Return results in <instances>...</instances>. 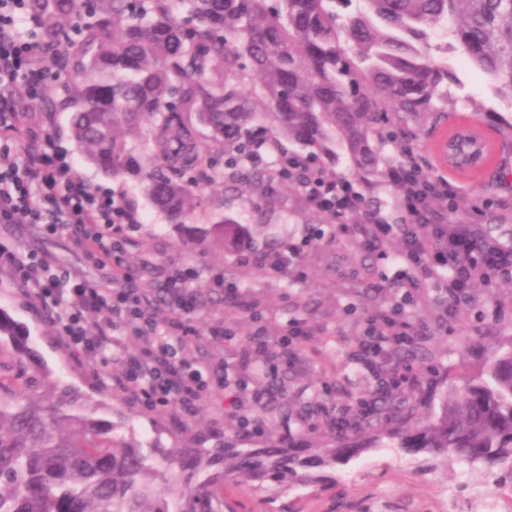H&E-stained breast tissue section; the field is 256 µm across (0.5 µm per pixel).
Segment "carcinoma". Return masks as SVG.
<instances>
[{
	"label": "carcinoma",
	"mask_w": 512,
	"mask_h": 512,
	"mask_svg": "<svg viewBox=\"0 0 512 512\" xmlns=\"http://www.w3.org/2000/svg\"><path fill=\"white\" fill-rule=\"evenodd\" d=\"M359 7L344 25L342 11ZM31 0L44 57L80 78L64 102L72 137L114 177L145 181L153 203L178 224L195 209L196 173L224 162L222 184L244 176L271 195L279 176L251 173V127L269 117L281 152L328 176L320 158L345 149L366 190L382 174L392 128L438 117L448 102L455 45L512 107V0ZM445 29L448 42L432 44ZM210 133L199 145L194 125ZM134 137L153 163L143 167ZM470 134L448 137V158L471 167ZM223 238L242 236L230 216ZM29 336L0 309V512H234L226 496L244 480L322 490L315 468L344 466L363 437L433 471L459 462L512 488V336L475 372L446 370L429 394H383L357 427L314 448H160L131 444L67 390L40 400L20 383Z\"/></svg>",
	"instance_id": "carcinoma-1"
}]
</instances>
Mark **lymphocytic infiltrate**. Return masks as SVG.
Masks as SVG:
<instances>
[{
	"instance_id": "lymphocytic-infiltrate-1",
	"label": "lymphocytic infiltrate",
	"mask_w": 512,
	"mask_h": 512,
	"mask_svg": "<svg viewBox=\"0 0 512 512\" xmlns=\"http://www.w3.org/2000/svg\"><path fill=\"white\" fill-rule=\"evenodd\" d=\"M29 0H0V89L21 87L38 96L44 80V58L25 29L31 17ZM26 121L7 100L0 99V224H40L50 234L74 230L86 255L105 270L107 282L71 280L52 271L46 260L31 253L0 247V270L9 271L37 308L51 314L60 334L87 361H95L117 335L132 336L139 352L121 351L117 386L144 407L175 415L191 408L211 389V380L187 359L181 337L174 331L181 320L196 314L195 297L185 278L170 277L166 294L176 313L172 335L157 338L151 314V289L135 288L123 266L122 233L136 224L122 195L98 193L75 175L73 163L51 135H44L37 152L19 155L7 138ZM388 179L397 190V222L374 220L364 231L373 243L399 233V259L410 275L403 287L407 297L422 296L428 284L446 294L447 316L473 302L476 283L493 284L512 276V246L485 243L474 222L477 202H460L445 183L428 178L421 162L409 157L391 165ZM301 189L310 207L347 219L362 212V194L345 179L305 176ZM457 223H449V214ZM99 320L89 325L85 312ZM423 323L410 320L401 303L387 304L366 320L358 344L359 358L376 362L395 348L423 338Z\"/></svg>"
}]
</instances>
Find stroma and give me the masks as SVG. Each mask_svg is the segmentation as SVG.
Segmentation results:
<instances>
[{"instance_id":"1","label":"stroma","mask_w":512,"mask_h":512,"mask_svg":"<svg viewBox=\"0 0 512 512\" xmlns=\"http://www.w3.org/2000/svg\"><path fill=\"white\" fill-rule=\"evenodd\" d=\"M448 64L458 77L448 87L449 119L409 123L404 136L431 178L446 182L460 198L484 203L475 221L488 241L512 243V189L501 184L496 162L462 176L445 167L435 149L447 131L460 125L472 126L491 141H499L495 124L512 110L497 96L489 78L460 51L449 52ZM478 102L483 111H475ZM24 104L35 112L41 127L69 150L78 176L100 191L121 192L138 217L135 232L123 246L134 286L163 285L174 271L191 270V289L208 297L186 323L187 349L194 365L207 374L224 365L239 369L256 390L266 389L270 380L265 368L270 365L279 383L277 395L267 400L265 408L245 411L248 418L259 421V433L238 432L235 421L224 414L220 390L204 395L189 413L172 420L167 413L134 404L116 386L119 369L111 355L91 363L81 359L59 336L48 315L31 310L25 287L0 270V308L29 334L37 392L70 386L87 406L95 408L98 417L124 420L129 442L151 439L164 448H212L226 442L245 448L300 434L316 445L326 435L325 419L302 420L303 407L313 402L331 409L354 407L370 396L376 382L371 367L356 360V342L364 320L400 294L405 269L397 261L402 248L399 235L376 246H360L359 235L346 231L341 221L320 223L318 213L288 184H280L275 194L261 199L244 184L223 190L215 169L199 178L195 229L187 231L152 204L139 178H115L87 161L71 137L68 113L39 111L38 100L30 97ZM227 215L246 227L248 249L222 246L208 235V228ZM0 245L36 253L53 269L91 282L103 277L71 231L50 235L39 224H0ZM290 247L298 251L290 267L278 274L267 273L266 264ZM474 296V302L459 308L445 326L439 321L437 292L408 306L409 318L423 320L434 330L432 336L418 341L420 358L412 363L421 386H428L436 373L449 366L476 370L486 346L512 334V277L490 286L476 285ZM295 319L305 322L310 336L289 361L273 352L261 359L245 358L235 345L224 341L228 334L242 340L260 335L273 341ZM284 404L290 409L285 418L278 413ZM468 479L460 464L422 475L409 458L370 449L337 474L335 485L327 491L314 495L295 486L281 490L279 501L292 503L297 512H337L343 502L360 504L370 512H436L442 489Z\"/></svg>"}]
</instances>
